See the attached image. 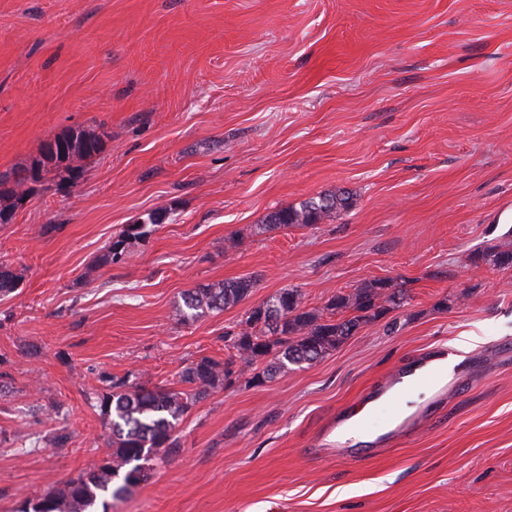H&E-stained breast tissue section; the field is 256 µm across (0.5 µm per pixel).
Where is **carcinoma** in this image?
Returning <instances> with one entry per match:
<instances>
[{"instance_id": "cac0c4a2", "label": "carcinoma", "mask_w": 512, "mask_h": 512, "mask_svg": "<svg viewBox=\"0 0 512 512\" xmlns=\"http://www.w3.org/2000/svg\"><path fill=\"white\" fill-rule=\"evenodd\" d=\"M67 153L62 166L41 150L34 161L39 168L54 166L72 177L81 172L79 162L97 155L104 146L105 133L66 131L62 133ZM28 190L14 173L0 175V224H7L26 199ZM349 206V196L341 192L305 199L294 206L276 209L265 217L264 229L314 227L337 216ZM146 234L145 225L127 224L99 257V265L125 260L133 240ZM256 281L239 278L200 284L183 293L180 320L193 323L212 313L224 311L245 300ZM18 288V276L0 263V296ZM410 300L405 284L393 280L370 279L350 292L332 295L321 308L302 306L297 288H283L244 314L240 328L224 332L220 362L209 357L194 360L179 372L180 387L142 383L127 373L104 375L105 393L92 392L109 430L107 452L99 465L60 482L42 494L24 501L16 512H111L118 500L146 482L154 466L179 448L177 428L195 404L214 389L229 386L248 368L264 367L252 380L272 379L290 365L311 364L335 350L360 327L378 321L390 309Z\"/></svg>"}]
</instances>
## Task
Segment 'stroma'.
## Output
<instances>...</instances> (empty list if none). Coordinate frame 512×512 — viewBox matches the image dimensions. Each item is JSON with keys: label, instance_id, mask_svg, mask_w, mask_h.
<instances>
[{"label": "stroma", "instance_id": "obj_1", "mask_svg": "<svg viewBox=\"0 0 512 512\" xmlns=\"http://www.w3.org/2000/svg\"><path fill=\"white\" fill-rule=\"evenodd\" d=\"M105 127L79 182L54 169L0 224V512L103 456L101 374L176 383L283 288L323 305L378 278L409 305L310 365L196 404L179 448L112 512H512V0H0V173ZM317 228L257 232L337 191ZM162 222L125 262L123 225ZM253 276L194 323L183 291ZM447 308H440V301ZM474 342L395 434L322 446L387 378ZM36 357H28L29 348ZM61 432V448L34 439ZM146 224H127L112 239L104 253L99 257V265L109 266L125 260L128 247L132 240H137L146 234Z\"/></svg>", "mask_w": 512, "mask_h": 512}]
</instances>
